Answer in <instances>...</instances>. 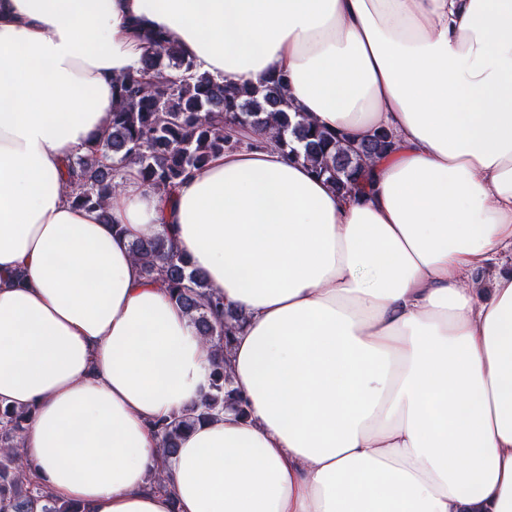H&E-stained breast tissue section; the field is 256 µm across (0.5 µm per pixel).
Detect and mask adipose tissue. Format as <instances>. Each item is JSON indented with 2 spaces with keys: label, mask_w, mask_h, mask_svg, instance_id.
<instances>
[{
  "label": "adipose tissue",
  "mask_w": 512,
  "mask_h": 512,
  "mask_svg": "<svg viewBox=\"0 0 512 512\" xmlns=\"http://www.w3.org/2000/svg\"><path fill=\"white\" fill-rule=\"evenodd\" d=\"M393 149L343 197L253 136L180 181L63 194L141 30ZM240 316L243 410L165 458L212 350L129 250L158 234ZM512 0H0V404L83 512H512ZM494 276L481 287L486 271ZM163 474L164 487L153 477Z\"/></svg>",
  "instance_id": "adipose-tissue-1"
}]
</instances>
